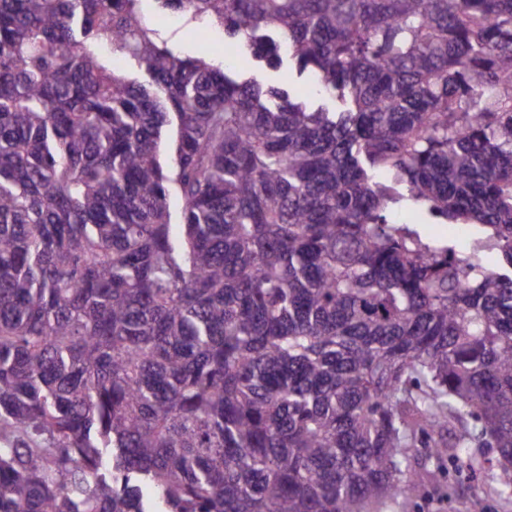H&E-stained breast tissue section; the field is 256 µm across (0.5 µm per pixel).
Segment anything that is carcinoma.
I'll return each mask as SVG.
<instances>
[{
  "label": "carcinoma",
  "mask_w": 512,
  "mask_h": 512,
  "mask_svg": "<svg viewBox=\"0 0 512 512\" xmlns=\"http://www.w3.org/2000/svg\"><path fill=\"white\" fill-rule=\"evenodd\" d=\"M140 2L0 0V512H387L475 448L512 498V0H155L341 112ZM141 8L151 28L157 31V40L181 56H198L201 45L196 37L195 23L185 16L169 14L159 16L152 0H142ZM207 41L211 47V51L207 54L210 62L220 68H224V50L225 52L241 54L248 59L246 65V72L248 75L254 74L265 85H275L278 82L281 71L292 69L294 76V83L292 86V94L300 99L309 101L314 105H324L330 111H341L349 107V103L342 102L333 96H318L315 94L314 88L310 83L309 77L303 75L297 76L294 61L289 57L288 51L284 48L281 50V57L283 60L280 69L274 70L259 65L252 60L249 52L243 47L242 43L237 39H230L224 34V29L219 27L211 28L208 32ZM403 200L393 209L392 219L399 224H409L420 236L423 242L431 245L453 246L456 252L461 251L457 240L458 227L456 224H436L437 221L415 205L410 199L407 187H398Z\"/></svg>",
  "instance_id": "obj_1"
}]
</instances>
